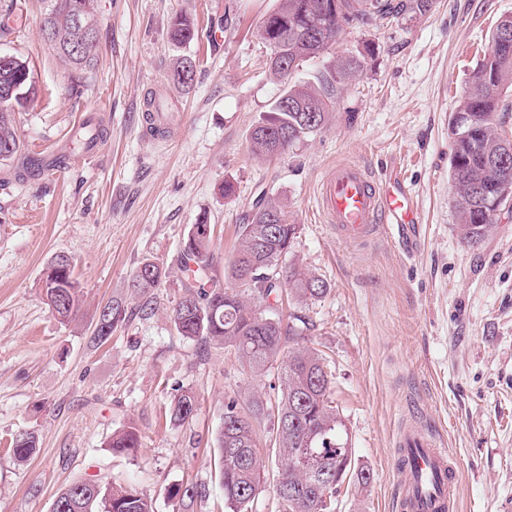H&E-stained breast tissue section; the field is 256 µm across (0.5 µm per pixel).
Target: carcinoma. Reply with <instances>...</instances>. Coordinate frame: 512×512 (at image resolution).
Wrapping results in <instances>:
<instances>
[{
  "instance_id": "1",
  "label": "carcinoma",
  "mask_w": 512,
  "mask_h": 512,
  "mask_svg": "<svg viewBox=\"0 0 512 512\" xmlns=\"http://www.w3.org/2000/svg\"><path fill=\"white\" fill-rule=\"evenodd\" d=\"M44 20L61 33L50 42L72 70H91L98 57V36L89 39L70 25V6L91 9L88 20L98 30L94 0H44ZM428 0H279L262 22L267 34L269 70L283 84L281 96L251 132V152L259 158L280 156L315 135L329 122L338 89L354 81L363 70L359 56L327 61L313 80H294L300 63L328 54L348 27H364L374 20L397 19L405 14H423ZM512 33V17L500 20L491 36L490 50L477 63L469 87L460 102L451 130L454 136L451 182L456 195L455 230L460 239L475 244L495 223L497 209L512 201V139L501 133L505 120L499 113L512 111L507 98L512 91V52L499 49L504 32ZM194 23L176 16L169 29L170 40L183 46L194 40ZM196 59L184 56L173 70V81L183 88L193 85ZM34 86L29 63L18 57L0 62V161L20 157L16 179L24 181L43 170L42 156L25 151L16 135L14 115L23 107ZM299 225L290 224L282 205L269 198L239 225V246L231 261L228 278L234 286H220L210 276L213 261L212 229L195 224L180 250L178 265L185 293L173 309V320L182 337L234 349L241 366L260 374L279 361L281 394L273 405L256 396L248 406L231 399L224 405L219 431L218 475L224 488L226 512H252L266 474L256 423L266 418L272 453L278 457L276 493L282 512H333L336 485L323 477L339 471L349 474L352 451L338 411L332 406V380L320 351L308 345L310 330L298 312L280 318L266 314L277 309L283 298L297 303L323 297L327 282L310 276L291 264L280 268L294 247ZM52 279L42 282L52 313L71 323L82 308V291L74 277L73 264L54 268ZM167 271L155 262L142 263L131 287L144 295L160 286ZM110 310V331L95 332L92 342L104 344L112 331L129 318L128 305L111 299L95 314L99 322ZM197 408L195 396L183 391L172 400L168 415L184 423ZM32 432L17 434L13 454L25 460L36 448ZM140 435L135 430L112 434L108 447L117 453L135 451ZM171 497L183 504L202 495L194 485H175ZM52 512H154L152 503L133 486H102L91 479L75 481L60 493Z\"/></svg>"
}]
</instances>
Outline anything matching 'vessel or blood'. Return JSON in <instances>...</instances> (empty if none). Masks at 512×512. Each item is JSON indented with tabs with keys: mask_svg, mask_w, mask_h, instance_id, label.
Listing matches in <instances>:
<instances>
[{
	"mask_svg": "<svg viewBox=\"0 0 512 512\" xmlns=\"http://www.w3.org/2000/svg\"><path fill=\"white\" fill-rule=\"evenodd\" d=\"M319 202L339 241L354 244L383 233L406 255L416 253L420 212L399 173L377 178L356 163H337L319 186ZM394 457L401 474L398 512H456L455 463L430 427L418 420L403 424Z\"/></svg>",
	"mask_w": 512,
	"mask_h": 512,
	"instance_id": "1",
	"label": "vessel or blood"
}]
</instances>
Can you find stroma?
<instances>
[{
    "instance_id": "obj_1",
    "label": "stroma",
    "mask_w": 512,
    "mask_h": 512,
    "mask_svg": "<svg viewBox=\"0 0 512 512\" xmlns=\"http://www.w3.org/2000/svg\"><path fill=\"white\" fill-rule=\"evenodd\" d=\"M18 2L22 16L0 34V51L29 62L35 95L15 114L16 134L30 150L67 153L63 169L24 182L0 164V512H52L77 479L135 485L155 512H175L171 487L192 483L204 494L186 512H224V402L257 394L275 403L281 369L252 375L233 350L177 333V255L192 225H213L212 275L224 281L261 196L279 199L299 227L291 262L329 285L301 311L356 467L370 474L365 486L355 474L340 483L334 512H396L394 442L415 415L436 424L458 463V512H500L512 501V207L464 244L450 179V119L512 0H430L425 15L346 29L335 52H366L363 71L337 93L321 132L267 160L252 156L250 133L282 90L259 33L278 0H97L99 55L79 77L42 37V0ZM179 13L198 28L185 50L169 40ZM215 27L219 50L209 46ZM184 53L197 62L188 90L171 80ZM150 97L174 116L168 136L144 132ZM87 124L103 130L88 149L75 138ZM341 161L401 169L422 217L415 257L382 234L336 239L317 186ZM59 254L84 291L67 325L41 288ZM146 261L171 273L145 301L128 284ZM113 298L135 313L94 346L92 317ZM185 390L198 409L170 423L168 406ZM130 426L140 448H108ZM23 431L38 444L20 461L9 444Z\"/></svg>"
}]
</instances>
